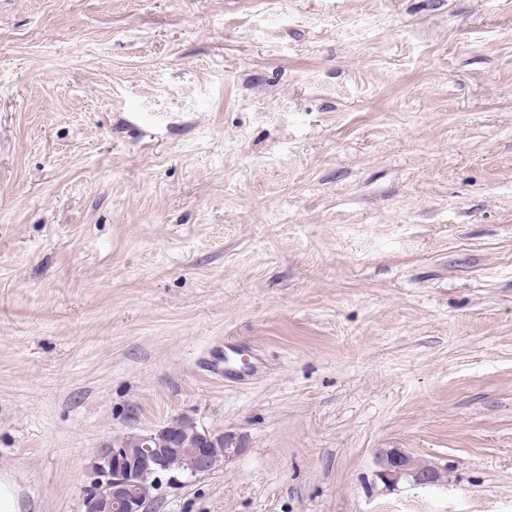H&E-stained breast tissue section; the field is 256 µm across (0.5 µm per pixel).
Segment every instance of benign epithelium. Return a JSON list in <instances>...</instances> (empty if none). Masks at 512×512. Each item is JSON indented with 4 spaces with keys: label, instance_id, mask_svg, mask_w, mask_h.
<instances>
[{
    "label": "benign epithelium",
    "instance_id": "1",
    "mask_svg": "<svg viewBox=\"0 0 512 512\" xmlns=\"http://www.w3.org/2000/svg\"><path fill=\"white\" fill-rule=\"evenodd\" d=\"M158 435L166 437L169 447H152ZM243 450V436L209 430L186 416L146 434L114 436L94 461L95 478L84 498L85 512H147L149 498L138 491L145 479L156 484L164 477L172 482L195 478L222 467ZM174 458L179 461L175 467ZM375 465V480L387 490L403 483L420 489L442 483L438 467L400 448L380 450Z\"/></svg>",
    "mask_w": 512,
    "mask_h": 512
}]
</instances>
